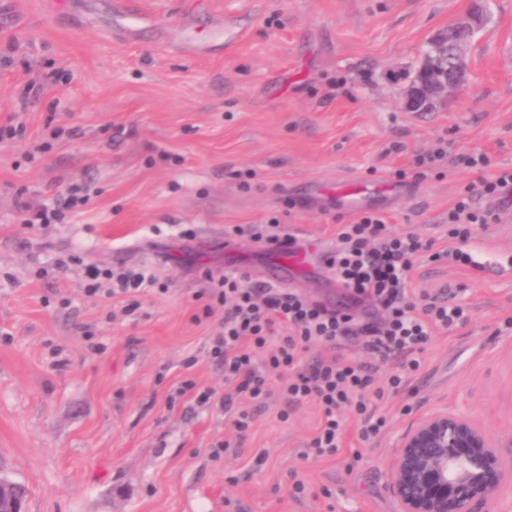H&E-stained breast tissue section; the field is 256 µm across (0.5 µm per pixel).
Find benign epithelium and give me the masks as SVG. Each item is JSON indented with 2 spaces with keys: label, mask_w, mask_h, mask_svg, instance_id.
Listing matches in <instances>:
<instances>
[{
  "label": "benign epithelium",
  "mask_w": 512,
  "mask_h": 512,
  "mask_svg": "<svg viewBox=\"0 0 512 512\" xmlns=\"http://www.w3.org/2000/svg\"><path fill=\"white\" fill-rule=\"evenodd\" d=\"M478 11L453 21L430 39L435 56L402 90L406 109L431 107L468 83L467 33L480 28ZM472 418L435 410L401 435L392 458L390 488L400 512H476L512 486V455ZM18 485L0 479V512H23Z\"/></svg>",
  "instance_id": "1"
}]
</instances>
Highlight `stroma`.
<instances>
[{"mask_svg": "<svg viewBox=\"0 0 512 512\" xmlns=\"http://www.w3.org/2000/svg\"><path fill=\"white\" fill-rule=\"evenodd\" d=\"M113 2L67 0L58 13L53 0H0V126L25 128L0 141V477L25 489L24 512H398L389 462L421 414L446 408L512 442V277L496 272L512 236L489 224L463 243L448 235L449 206L480 186L462 155L512 168V0H486L469 83L431 112L405 109L401 91L472 0H127L147 17L131 39L112 27ZM219 20L238 30L231 45L182 44L185 32L213 38ZM439 147L446 161L415 167ZM375 179L413 189L374 212L427 245L409 275L416 299L469 313L435 332L403 390L376 400L385 428L362 440L343 411L339 452L317 459L319 406L280 421L276 379L263 400L198 404L188 384L224 389L207 274L241 266L269 281L277 269L265 242L225 248L232 225H284L309 263L283 287L379 320L373 303L350 306L323 259L357 214L308 199L314 186ZM74 184L87 200L68 223L25 227L22 205ZM458 246L473 264L441 258ZM71 255L149 268L169 290L85 298L80 267L54 265ZM335 353L380 385L398 365L358 338L311 346L302 362Z\"/></svg>", "mask_w": 512, "mask_h": 512, "instance_id": "stroma-1", "label": "stroma"}]
</instances>
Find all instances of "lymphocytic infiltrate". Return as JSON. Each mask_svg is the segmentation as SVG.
<instances>
[{
    "label": "lymphocytic infiltrate",
    "mask_w": 512,
    "mask_h": 512,
    "mask_svg": "<svg viewBox=\"0 0 512 512\" xmlns=\"http://www.w3.org/2000/svg\"><path fill=\"white\" fill-rule=\"evenodd\" d=\"M512 189V169H502L483 180L479 194L456 198L448 210L452 238L467 240L475 224H492L498 214L476 206L477 197L501 200ZM423 245L412 233L392 234L386 222L375 215L342 225L336 247L327 265L337 284L346 288L352 303L372 299L384 317L376 323H357L354 316L317 306L297 293L264 282H250L234 272L208 277L205 290L213 307L223 309L222 330L210 343L214 358L224 365L226 395L211 388L199 391V402H231L243 392L259 399L267 394L269 376L281 380L280 392L287 406L303 401L316 402L323 418L311 441L315 457L335 456L340 448V423L336 412L350 408L362 417L363 436L377 434L384 418L374 417L368 392L373 378L367 367L335 356L317 361L309 369H299V352L312 344L330 347L362 336L366 347L381 358L401 356L400 371L389 379L391 390H399L405 377L419 368L414 352L423 350L435 328L450 329L464 322L463 307L437 299L423 307L411 300L408 273ZM84 278L88 295L99 294L104 284H114L122 293H135L155 283L153 274L143 269L114 272L109 268L87 267ZM267 349L263 362H255L253 350Z\"/></svg>",
    "instance_id": "f902f5d3"
}]
</instances>
